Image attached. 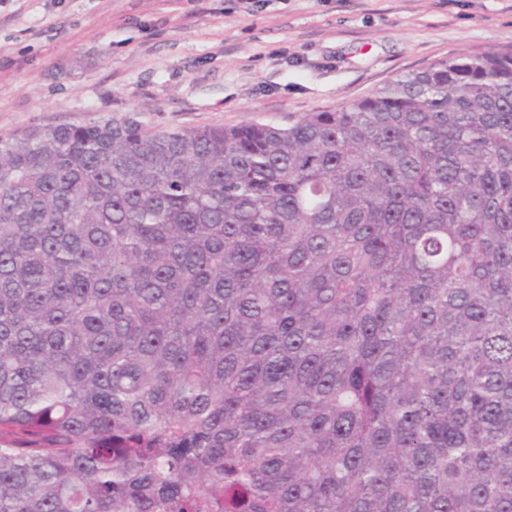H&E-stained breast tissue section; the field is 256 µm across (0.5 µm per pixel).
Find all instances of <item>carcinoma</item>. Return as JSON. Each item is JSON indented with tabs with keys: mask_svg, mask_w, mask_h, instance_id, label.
Here are the masks:
<instances>
[{
	"mask_svg": "<svg viewBox=\"0 0 512 512\" xmlns=\"http://www.w3.org/2000/svg\"><path fill=\"white\" fill-rule=\"evenodd\" d=\"M0 512H512V48L0 137Z\"/></svg>",
	"mask_w": 512,
	"mask_h": 512,
	"instance_id": "carcinoma-1",
	"label": "carcinoma"
}]
</instances>
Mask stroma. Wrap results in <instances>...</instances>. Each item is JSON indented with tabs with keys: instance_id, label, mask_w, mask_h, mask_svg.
<instances>
[{
	"instance_id": "1",
	"label": "stroma",
	"mask_w": 512,
	"mask_h": 512,
	"mask_svg": "<svg viewBox=\"0 0 512 512\" xmlns=\"http://www.w3.org/2000/svg\"><path fill=\"white\" fill-rule=\"evenodd\" d=\"M510 46L512 0H0V136L286 125Z\"/></svg>"
}]
</instances>
